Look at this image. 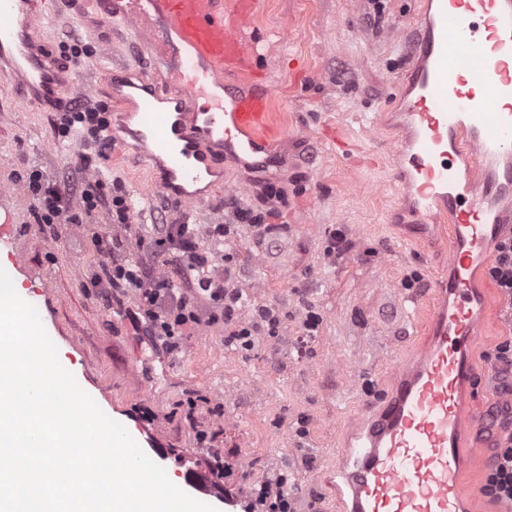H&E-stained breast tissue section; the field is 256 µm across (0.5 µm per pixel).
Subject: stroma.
I'll use <instances>...</instances> for the list:
<instances>
[{
    "instance_id": "35a3bbf8",
    "label": "stroma",
    "mask_w": 512,
    "mask_h": 512,
    "mask_svg": "<svg viewBox=\"0 0 512 512\" xmlns=\"http://www.w3.org/2000/svg\"><path fill=\"white\" fill-rule=\"evenodd\" d=\"M53 13L37 37L54 49L76 38L92 47L71 63L91 84L88 103L109 102L105 74L112 64L143 67L162 80L165 70L143 54L130 31L111 34L92 9L78 11L48 0ZM378 23L368 20L370 0H260L247 35L260 71L276 83L272 120L287 130L276 144L287 160L279 168H244L224 158L213 202L184 209L163 198L134 140L107 149L95 169L77 174L74 144L56 136L55 113L21 105L19 91L0 79V208L15 225L13 250L27 288L44 289L43 322L58 353L79 375L96 403L124 419L145 454H161L179 483L210 470L212 454L224 459L221 512H241L248 485L283 478L296 512H338L336 460L354 419L386 389L395 367L427 333L413 299H428L446 270L434 242L407 237L409 216L399 207L391 169L354 167L323 137L324 125L345 127L361 148L386 155L398 136L395 113L384 107L408 61L417 0H383ZM40 170L69 198L84 179L117 180L128 189L135 231L184 221L201 227L200 243L216 258L231 255L234 285L246 309L279 310L278 335L259 336L252 350L224 342V324H202L183 339L180 353L139 335L125 313L114 312L97 289L86 287L100 255L96 237L111 234L107 207L78 224L38 223L25 180ZM277 208L278 229L256 236L251 223ZM237 224L236 235L217 241L209 224ZM341 230V258L325 252ZM476 273L487 300V321L473 361L476 404L484 420L466 431L460 468L473 492L471 512H502L482 491L500 428L494 415L508 400L492 382L490 354L512 337L505 301L488 277ZM321 317L306 335L307 309ZM198 401L188 408V398ZM216 435L215 448L197 447L196 424Z\"/></svg>"
}]
</instances>
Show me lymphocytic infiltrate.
Instances as JSON below:
<instances>
[{
	"label": "lymphocytic infiltrate",
	"instance_id": "lymphocytic-infiltrate-1",
	"mask_svg": "<svg viewBox=\"0 0 512 512\" xmlns=\"http://www.w3.org/2000/svg\"><path fill=\"white\" fill-rule=\"evenodd\" d=\"M109 119L104 105H81L59 113L54 125L57 136L66 137L78 131L85 138L99 141ZM27 190L37 202L36 217L42 224L60 221L79 223L82 215L92 213L100 205H108L111 222L123 232H131V204L120 183L106 185L92 180L85 183L77 202H70L56 184L41 171H31ZM198 232L191 224H162L149 237H137L139 257L119 256L115 241L97 238L102 255L99 273L89 284L101 289L103 298L117 307L133 302L131 319L136 329L161 341L169 351L180 350L189 326L208 321L230 324L229 344L252 350L257 335H277L281 325L279 312L272 307L256 308L250 318H242L243 297L233 284L231 263H218L216 257L201 249ZM156 261L150 269L141 254ZM190 284L194 294L186 296L182 284ZM206 302L207 314H200L199 302ZM486 496L500 503L512 504V428L505 431L496 457L488 467L483 484ZM249 512H294V499L282 479H269L246 493Z\"/></svg>",
	"mask_w": 512,
	"mask_h": 512
}]
</instances>
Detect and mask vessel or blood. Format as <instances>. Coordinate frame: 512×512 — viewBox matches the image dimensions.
Returning a JSON list of instances; mask_svg holds the SVG:
<instances>
[{"label": "vessel or blood", "mask_w": 512, "mask_h": 512, "mask_svg": "<svg viewBox=\"0 0 512 512\" xmlns=\"http://www.w3.org/2000/svg\"><path fill=\"white\" fill-rule=\"evenodd\" d=\"M40 0H0V78L41 111L86 96L70 68L32 33ZM132 29L166 69L163 85L130 66L108 74L121 128L150 144L154 188L181 207L205 204L225 155L277 166L270 151L274 84L261 78L246 29L259 0H94ZM412 68L397 86L403 120L393 151L413 216L449 218L447 282L420 312L428 336L358 437L343 512H462V392L481 342L485 300L474 261L512 222V0H423ZM238 76L225 84V73Z\"/></svg>", "instance_id": "1"}]
</instances>
